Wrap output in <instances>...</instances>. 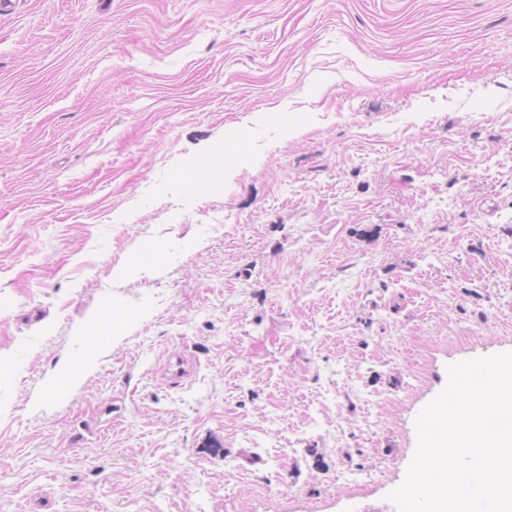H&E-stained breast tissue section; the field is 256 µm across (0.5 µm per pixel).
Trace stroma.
<instances>
[{
    "mask_svg": "<svg viewBox=\"0 0 512 512\" xmlns=\"http://www.w3.org/2000/svg\"><path fill=\"white\" fill-rule=\"evenodd\" d=\"M508 351L512 0L0 17V512H394Z\"/></svg>",
    "mask_w": 512,
    "mask_h": 512,
    "instance_id": "obj_1",
    "label": "stroma"
}]
</instances>
